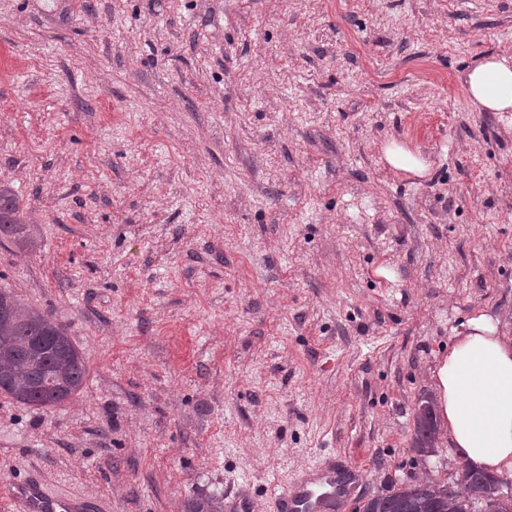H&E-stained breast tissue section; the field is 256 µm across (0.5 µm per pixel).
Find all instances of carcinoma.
<instances>
[{"label":"carcinoma","mask_w":512,"mask_h":512,"mask_svg":"<svg viewBox=\"0 0 512 512\" xmlns=\"http://www.w3.org/2000/svg\"><path fill=\"white\" fill-rule=\"evenodd\" d=\"M28 215L15 192L0 186V236L19 251L34 249ZM87 366L65 326L51 315L26 307L17 294L0 289V395L29 406L54 409L77 395ZM436 419L429 398L416 411L413 447L434 448ZM459 484L426 480L395 487L364 501L358 512H512V498L501 496L499 478L466 464Z\"/></svg>","instance_id":"cac0c4a2"}]
</instances>
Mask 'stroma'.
<instances>
[{
    "label": "stroma",
    "instance_id": "35a3bbf8",
    "mask_svg": "<svg viewBox=\"0 0 512 512\" xmlns=\"http://www.w3.org/2000/svg\"><path fill=\"white\" fill-rule=\"evenodd\" d=\"M490 53L512 0H0V185L36 221L0 287L88 369L59 408L0 396V483L270 512L333 451L356 512L455 481L411 438L453 328L512 323V113L463 86ZM385 161L393 168L411 173L416 176H423L429 170V163L419 152H413L404 145L390 141L383 147Z\"/></svg>",
    "mask_w": 512,
    "mask_h": 512
}]
</instances>
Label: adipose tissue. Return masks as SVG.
<instances>
[{
  "label": "adipose tissue",
  "mask_w": 512,
  "mask_h": 512,
  "mask_svg": "<svg viewBox=\"0 0 512 512\" xmlns=\"http://www.w3.org/2000/svg\"><path fill=\"white\" fill-rule=\"evenodd\" d=\"M473 107L512 112V57L490 54L463 81ZM431 373L449 443L478 469L512 471V329L481 313L462 323Z\"/></svg>",
  "instance_id": "ef3b65f1"
}]
</instances>
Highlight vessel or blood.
<instances>
[{"mask_svg":"<svg viewBox=\"0 0 512 512\" xmlns=\"http://www.w3.org/2000/svg\"><path fill=\"white\" fill-rule=\"evenodd\" d=\"M362 478L356 466L332 457L305 468L291 483L274 485L268 501L273 512H334ZM6 495L12 512H98L96 503L53 493L35 477L10 482Z\"/></svg>","mask_w":512,"mask_h":512,"instance_id":"1","label":"vessel or blood"}]
</instances>
